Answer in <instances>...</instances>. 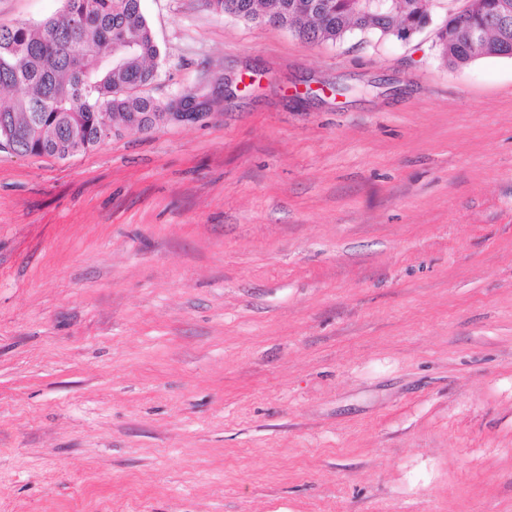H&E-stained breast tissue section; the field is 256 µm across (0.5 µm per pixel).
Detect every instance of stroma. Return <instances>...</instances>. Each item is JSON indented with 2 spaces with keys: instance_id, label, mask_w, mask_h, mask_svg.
Listing matches in <instances>:
<instances>
[{
  "instance_id": "stroma-1",
  "label": "stroma",
  "mask_w": 512,
  "mask_h": 512,
  "mask_svg": "<svg viewBox=\"0 0 512 512\" xmlns=\"http://www.w3.org/2000/svg\"><path fill=\"white\" fill-rule=\"evenodd\" d=\"M464 5L141 0L201 116L0 152V512H512V58L442 63ZM433 2L391 0L389 10L372 13L356 9L354 0H207L216 13L244 22L267 24L269 17H275V27L310 44L337 43L355 33L393 37L408 22L418 27L427 23L426 27Z\"/></svg>"
}]
</instances>
